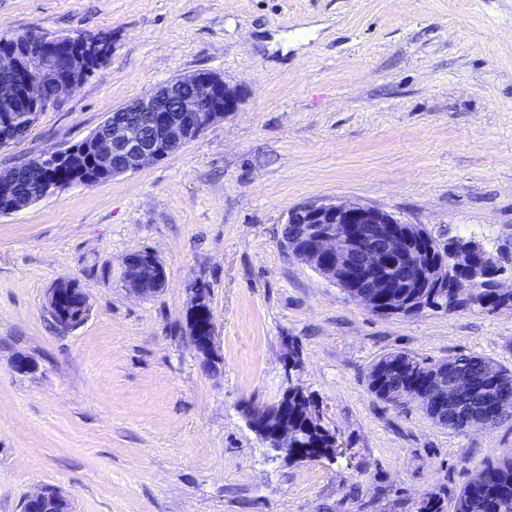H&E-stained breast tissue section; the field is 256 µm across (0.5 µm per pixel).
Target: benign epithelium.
Returning <instances> with one entry per match:
<instances>
[{
	"label": "benign epithelium",
	"instance_id": "obj_1",
	"mask_svg": "<svg viewBox=\"0 0 512 512\" xmlns=\"http://www.w3.org/2000/svg\"><path fill=\"white\" fill-rule=\"evenodd\" d=\"M105 40L83 37L74 50H60L41 44L28 34L19 49L0 51V148L13 141L14 125L22 118L29 126L39 115L33 100L40 88L48 93L47 105L57 106L68 90L82 83L90 57L104 52ZM192 90L194 103L181 111L172 104L168 84L136 97L117 108L119 112L153 113V132L145 134L141 123L130 117L114 126L112 133L92 132L80 150L68 149L45 159L46 166L66 164L93 180L98 176L114 178L136 171L180 151L205 130L238 110L241 94L235 86L211 72H197L178 77ZM22 181L19 171L0 170V215L13 214L31 206L18 191ZM287 224L299 229L289 246L298 260L336 284L353 300L383 315H417L423 288H454L456 299L470 290L456 287L448 275L462 273L472 280L485 279L501 288L499 272L491 267H477L475 244L462 241L438 252L432 260L422 261L415 244L424 238L419 226L381 208L355 202H306L288 210ZM398 271L404 288L415 292L386 295L383 270ZM122 280L138 296L149 297L163 288L165 270L161 261L149 251L130 253L122 261ZM47 313L59 330L80 326L89 311L86 292L68 279L51 288L46 301ZM210 309L205 290L194 289L186 313V333L194 350L204 360L215 354V325L197 322V314ZM455 361L446 360L434 367L429 381L439 402L444 404L461 379L448 383V373ZM249 427L258 432L269 448H298V432L288 421V398L280 410L256 405L247 413ZM28 512H74L72 503L56 487L45 485L24 501Z\"/></svg>",
	"mask_w": 512,
	"mask_h": 512
}]
</instances>
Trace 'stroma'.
Wrapping results in <instances>:
<instances>
[{
	"mask_svg": "<svg viewBox=\"0 0 512 512\" xmlns=\"http://www.w3.org/2000/svg\"><path fill=\"white\" fill-rule=\"evenodd\" d=\"M24 32L111 49L0 169L175 77L216 73L241 103L161 161L0 215V512L46 484L75 512H416L431 494L454 512L512 456V425L458 434L366 382L398 351L512 369V305L378 315L279 243L288 209L360 202L479 242L512 285V0H0V38ZM143 250L166 273L146 298L120 277ZM63 278L90 304L68 332L46 312ZM199 287L208 371L184 332ZM291 387L345 455L259 441L247 409Z\"/></svg>",
	"mask_w": 512,
	"mask_h": 512,
	"instance_id": "35a3bbf8",
	"label": "stroma"
}]
</instances>
